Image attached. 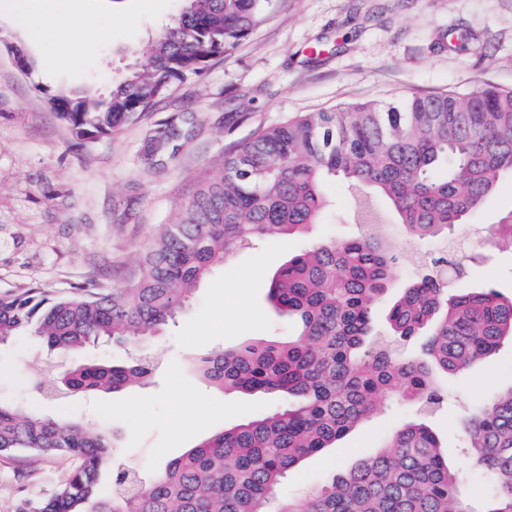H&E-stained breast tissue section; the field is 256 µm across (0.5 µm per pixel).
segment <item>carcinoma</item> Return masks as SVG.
Here are the masks:
<instances>
[{
	"label": "carcinoma",
	"instance_id": "cac0c4a2",
	"mask_svg": "<svg viewBox=\"0 0 512 512\" xmlns=\"http://www.w3.org/2000/svg\"><path fill=\"white\" fill-rule=\"evenodd\" d=\"M179 14L146 48L145 68L99 99L44 90L46 103L79 140L120 130L171 84L252 33L272 0H181ZM197 120L169 122L149 139L162 165L194 136ZM512 175V91L412 96L397 104L357 103L307 112L267 127L224 155L169 224L159 226L124 288L96 279L49 293L40 285L0 292V343L28 331L52 350L78 351L99 339L136 347L175 317L199 282L237 250L282 235L308 239L271 280L270 304L295 319L296 338L255 341L199 361L224 391H265L280 410L224 429L148 480L116 462L112 434L79 421L45 419L0 404V455L18 451L76 460L50 492L18 512H512V385L463 426L465 448L490 491L476 508L463 496L439 436L424 421L400 426L375 455L359 460L304 498L271 494L305 457L336 447L395 396L424 407L442 401L438 376L457 374L512 340V295L455 288L435 266L456 267L448 233L465 223ZM352 194L349 239L314 233L328 180ZM387 202L412 241H440L435 256L388 307L376 306L400 277L382 244ZM512 248V211L488 225ZM152 361L81 364L52 380L70 394L118 391L142 381ZM115 471L112 492L102 487Z\"/></svg>",
	"mask_w": 512,
	"mask_h": 512
}]
</instances>
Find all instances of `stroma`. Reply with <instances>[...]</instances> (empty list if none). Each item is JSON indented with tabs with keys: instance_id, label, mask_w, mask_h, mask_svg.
Listing matches in <instances>:
<instances>
[{
	"instance_id": "obj_1",
	"label": "stroma",
	"mask_w": 512,
	"mask_h": 512,
	"mask_svg": "<svg viewBox=\"0 0 512 512\" xmlns=\"http://www.w3.org/2000/svg\"><path fill=\"white\" fill-rule=\"evenodd\" d=\"M73 6L88 21L61 29L47 44L30 43L15 21L0 18V292L33 282L54 290L79 285L102 264L114 268L108 287H125L157 225L189 198L197 179L260 129L292 116L483 86L512 89V0H272L253 32L211 58L203 73L174 82L119 132L81 144L47 106L43 90L106 97L132 68L146 65L145 46L178 13L180 0H123L122 10L112 12L96 0ZM15 47L33 60V74L17 69ZM187 112L200 121L197 137L168 166L149 169L150 135ZM328 194L317 234L354 235L343 183L330 182ZM511 209L507 177L457 234L470 243L459 252L458 287L512 294V251L494 247L487 233ZM384 242L406 278L416 272L409 252L437 248L410 241L391 213ZM304 246L303 239L282 238L241 249L133 354L103 340L78 353L51 351L29 334L1 344L0 402L49 418L107 424L125 463L148 474L162 470L203 439L279 406L270 394L214 390L190 365L247 342L293 337L294 322L271 307L267 292L275 271ZM133 355L155 359L147 384L64 399L45 389L75 362ZM441 384L448 398L431 414L387 401L336 447L289 469L276 497L308 494L419 418L447 445L449 464L470 477L469 493L479 494L478 467L462 446L460 425L512 385V342ZM73 466L64 456L0 455V512H16L22 500L49 492Z\"/></svg>"
}]
</instances>
